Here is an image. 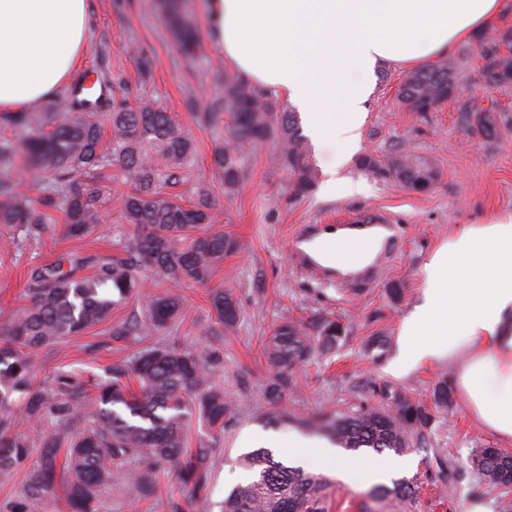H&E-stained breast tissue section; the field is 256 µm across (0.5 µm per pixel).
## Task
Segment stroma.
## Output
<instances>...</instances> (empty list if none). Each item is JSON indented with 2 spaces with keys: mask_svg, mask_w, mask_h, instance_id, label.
I'll list each match as a JSON object with an SVG mask.
<instances>
[{
  "mask_svg": "<svg viewBox=\"0 0 512 512\" xmlns=\"http://www.w3.org/2000/svg\"><path fill=\"white\" fill-rule=\"evenodd\" d=\"M92 29L84 46L80 71L103 73L111 88L110 98L136 105L147 99L171 112L193 142L194 154L184 183L176 191L188 202L198 198L199 187H207L214 216V229L235 236L240 248L225 256L212 277L213 284L230 291L242 316L238 326L225 334L224 362L214 380L236 403L233 419L217 440L209 482L200 498L184 493L173 475L162 474L156 494L148 499L123 481L124 466L112 470V488L102 492L104 512H167L169 501H179L184 512H218V504L249 474L239 465L241 455L251 451L252 435H263L271 450L286 445L294 433L315 436L322 420L350 410L358 403L366 380L388 382L413 398L429 401L432 388L449 378L448 364L430 361L409 373L396 375L392 365L400 354L399 326L402 317L420 300L425 261L447 241L459 224H480L486 219L512 214V135L483 140L470 135L459 121V103L472 101L483 110L496 112L512 125V84L492 90L480 87L482 61L474 40L456 45L464 89L459 100L448 101L440 111L420 118L398 99V88L407 66L392 64L377 74L374 92L366 104L360 154H382L409 148L431 157L438 169L433 188L414 193L398 183L360 171L348 160L344 176L364 183L357 195H328L315 187L307 196L289 198V177L273 163L276 144L249 151L246 177L234 191H224L211 177L215 145L223 141V124L205 126L196 120L192 103L206 102L218 88V69L224 57L210 42L202 40L195 61L183 62L162 15L159 0H90ZM151 59L141 71L138 54ZM101 195L104 222L84 238L70 237L63 217L40 238L12 246L15 230L0 224V310L26 305V274L30 265L50 263L62 254L85 250L102 255L117 254V244L127 228L116 204L132 188L131 180L110 170L103 180ZM377 213L399 224L401 238L394 255L375 282L350 290H339L317 280L294 262L290 247L293 235L304 224H348L353 218ZM400 283V301L390 299L392 283ZM184 307L179 321L162 338L206 346L204 328L213 311L208 290L201 286L184 289ZM331 312L347 327L343 346L320 353L298 374L296 387L286 400L291 416L288 425L268 420L270 408L264 399L269 370L261 352V339L272 327L294 318L310 320L315 314ZM375 336L387 337L383 348L368 344ZM93 334L71 339L43 354L38 377L50 380L64 366L94 380L111 361L151 344L148 336L126 341L104 338L97 351L85 344ZM497 439L476 419L465 403L453 415H440L427 449L410 450L405 465L397 467V478H419L416 498L371 497L370 486L343 484L331 474L334 485L327 501L328 512H512V494L503 498L479 496L480 483L467 466L472 448L497 446ZM448 450L456 462L457 478L450 496L439 499L429 478L433 449Z\"/></svg>",
  "mask_w": 512,
  "mask_h": 512,
  "instance_id": "obj_1",
  "label": "stroma"
}]
</instances>
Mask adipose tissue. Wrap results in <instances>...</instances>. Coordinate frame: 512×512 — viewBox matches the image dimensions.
<instances>
[{
	"mask_svg": "<svg viewBox=\"0 0 512 512\" xmlns=\"http://www.w3.org/2000/svg\"><path fill=\"white\" fill-rule=\"evenodd\" d=\"M499 13L500 0H208L206 25L240 76L305 112L314 137L333 146L327 190L353 193L338 172L359 147L377 69L448 54ZM90 30L89 0H0V112L29 110L66 86ZM384 236L381 228L331 227L306 249L355 270ZM399 343L394 370L447 358L472 413L512 445V215L460 225L432 252ZM287 453L354 485L382 480L395 466L342 457L327 441L297 435Z\"/></svg>",
	"mask_w": 512,
	"mask_h": 512,
	"instance_id": "adipose-tissue-1",
	"label": "adipose tissue"
}]
</instances>
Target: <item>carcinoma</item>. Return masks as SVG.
I'll return each mask as SVG.
<instances>
[{
  "label": "carcinoma",
  "mask_w": 512,
  "mask_h": 512,
  "mask_svg": "<svg viewBox=\"0 0 512 512\" xmlns=\"http://www.w3.org/2000/svg\"><path fill=\"white\" fill-rule=\"evenodd\" d=\"M169 32L187 63L195 60L200 35L184 0H161ZM479 56L484 89L512 83V30L480 33ZM511 50L501 53V48ZM461 75L454 62L429 64L407 74L398 97L423 117L458 99ZM99 98L89 111L65 96L57 97L56 112H71L70 121L33 133L19 147L0 138V163L25 152L32 174L46 182L44 197L34 206L15 202L0 210V223L17 227V239L38 237L49 228L51 212L60 209L67 232L84 237L104 222L98 202L100 178L108 168L129 177L134 189L121 197L120 213L133 227L123 236L121 253L102 256L72 252L28 272L26 306L5 317L0 330V472L25 474V492L10 512H33L34 502L55 490L61 469L70 475L66 512H102L100 493L112 486V467L137 462L128 481L147 498L157 477L175 476L192 496L206 488L213 444L199 441L188 448L192 421L221 433L233 417V401L214 380L223 355L215 347L156 343L103 368L94 382L96 393L78 373L59 369L49 386L37 381L40 350L53 347L98 326L115 339L158 336L181 316L183 294L190 286L209 288L214 326L212 337L233 329L241 308L231 294L210 282L224 256L240 248L237 238L211 231L208 193L199 189L197 203L186 206L167 188L179 184L189 166L193 146L186 131L169 113L149 101L129 108L112 103L107 113L111 134L102 146ZM201 123L228 118L227 140L213 151V174L232 190L243 180L246 150L271 140L279 143L275 164L290 177V196L312 192L317 172L300 132L296 115L241 76L220 74L218 92L196 109ZM462 123L481 139L496 140L508 125L496 112L469 104L459 109ZM364 172L424 193L438 177L433 162L414 151L389 156L368 153L357 161ZM133 294L145 299L143 315L130 322H112V310ZM347 338V328L334 316L316 315L311 324L285 321L263 339L262 352L272 374L265 399L276 408L294 387V378L316 353L332 350ZM370 402L322 425L324 435L347 451H389L397 456L420 446L436 423V415L454 413L456 402L445 381L435 384L432 405L415 400L391 384L365 385ZM50 424L54 431L45 429ZM35 462H30L33 449ZM435 480L447 492L454 469L449 454L434 451ZM469 465L488 492L512 491V455L498 448H474ZM242 466L253 472L234 487L219 512H325L330 482L300 467L283 464L272 450L258 448L243 456ZM418 482L398 480L375 488L378 498L412 497Z\"/></svg>",
  "instance_id": "cac0c4a2"
}]
</instances>
